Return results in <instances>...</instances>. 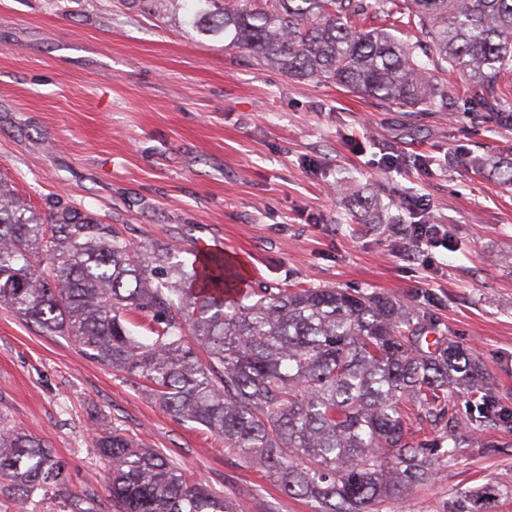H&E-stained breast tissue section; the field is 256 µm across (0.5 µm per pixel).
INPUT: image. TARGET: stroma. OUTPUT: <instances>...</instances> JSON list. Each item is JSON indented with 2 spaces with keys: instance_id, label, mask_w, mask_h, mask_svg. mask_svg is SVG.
<instances>
[{
  "instance_id": "1",
  "label": "stroma",
  "mask_w": 512,
  "mask_h": 512,
  "mask_svg": "<svg viewBox=\"0 0 512 512\" xmlns=\"http://www.w3.org/2000/svg\"><path fill=\"white\" fill-rule=\"evenodd\" d=\"M448 112H410L339 86L257 68L186 23L170 0H0V176L41 215L71 204L135 245L193 263L223 252L239 289L380 293L437 321L512 410V187L464 165L512 161V125L472 111L458 74ZM404 158L390 168L385 157ZM384 224H359L358 197ZM422 200L449 245L395 234ZM0 420L36 435L88 512H113L95 447L118 427L246 512H316L206 427L0 304ZM437 465L388 512H448L454 493L512 482V432Z\"/></svg>"
}]
</instances>
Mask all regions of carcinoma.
I'll use <instances>...</instances> for the list:
<instances>
[{"mask_svg": "<svg viewBox=\"0 0 512 512\" xmlns=\"http://www.w3.org/2000/svg\"><path fill=\"white\" fill-rule=\"evenodd\" d=\"M171 2L198 33L292 80L446 112L457 102L448 72L459 71L474 111L509 120L499 103L512 73V0ZM378 16L393 22L363 26ZM402 22L421 38L395 35ZM492 169L512 187V162ZM237 279L221 254L187 271L176 249L135 250L73 205L55 207L46 224L0 179V303L146 383L175 416L222 435L225 449L317 512H375L430 483L433 464L455 461L481 428L512 430L490 372L407 305L334 287L262 288L246 304ZM455 388L469 397L468 427ZM425 429L443 436L423 438ZM97 448L115 512H242L118 427ZM38 490L88 512L53 450L0 418V512H29ZM509 500L511 482L487 484L457 492L448 512Z\"/></svg>", "mask_w": 512, "mask_h": 512, "instance_id": "obj_1", "label": "carcinoma"}]
</instances>
